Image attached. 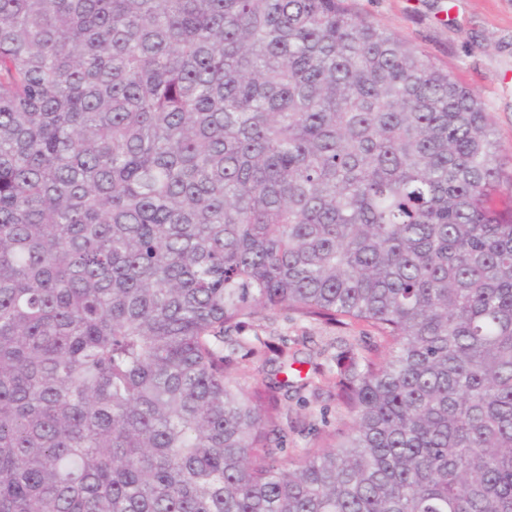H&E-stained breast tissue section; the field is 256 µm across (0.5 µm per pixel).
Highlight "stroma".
Wrapping results in <instances>:
<instances>
[{
    "mask_svg": "<svg viewBox=\"0 0 512 512\" xmlns=\"http://www.w3.org/2000/svg\"><path fill=\"white\" fill-rule=\"evenodd\" d=\"M369 16L409 46L447 69L472 90L491 117L504 175L512 174V0H352ZM240 347L226 365L230 377L277 381L281 376L274 349L286 345L296 363L289 380L314 377L316 388L282 389L281 432L270 452L285 463L304 458L343 426L336 404L340 370L336 357L359 344L366 353L381 351L384 342L363 323L329 326L281 310L271 323L245 321L238 331Z\"/></svg>",
    "mask_w": 512,
    "mask_h": 512,
    "instance_id": "stroma-1",
    "label": "stroma"
}]
</instances>
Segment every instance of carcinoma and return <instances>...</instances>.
I'll return each mask as SVG.
<instances>
[{
    "instance_id": "obj_1",
    "label": "carcinoma",
    "mask_w": 512,
    "mask_h": 512,
    "mask_svg": "<svg viewBox=\"0 0 512 512\" xmlns=\"http://www.w3.org/2000/svg\"><path fill=\"white\" fill-rule=\"evenodd\" d=\"M488 112L348 0H0V512H512ZM365 322L266 454L243 320Z\"/></svg>"
}]
</instances>
